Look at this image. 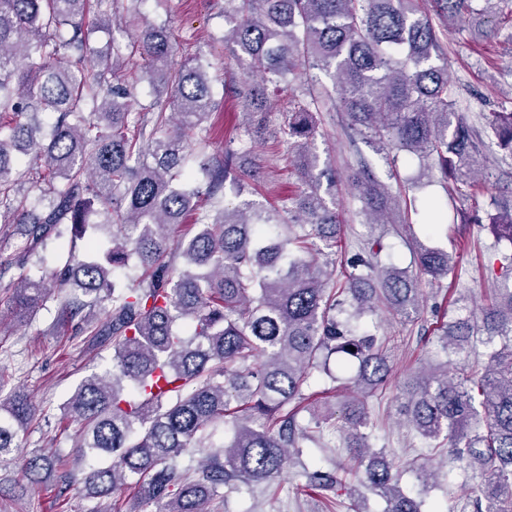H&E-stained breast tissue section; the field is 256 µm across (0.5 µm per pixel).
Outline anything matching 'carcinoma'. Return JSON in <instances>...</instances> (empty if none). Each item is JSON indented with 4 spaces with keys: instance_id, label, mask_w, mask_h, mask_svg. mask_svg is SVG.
I'll return each instance as SVG.
<instances>
[{
    "instance_id": "carcinoma-1",
    "label": "carcinoma",
    "mask_w": 512,
    "mask_h": 512,
    "mask_svg": "<svg viewBox=\"0 0 512 512\" xmlns=\"http://www.w3.org/2000/svg\"><path fill=\"white\" fill-rule=\"evenodd\" d=\"M502 0H429L446 23L484 15ZM118 0H0V222L24 224L26 242L0 238V259L19 270L11 309L28 317L50 301L79 321L93 346L112 345V371L85 378L65 403L78 424L75 458L59 481L88 497L133 490L140 512H219L224 490L271 482L300 455L299 443L344 431L352 464L299 473L311 492L367 487L385 512H420L400 467L372 450L368 401L386 388L394 338L361 329L379 309L409 316L423 303L422 278L448 277L452 257L422 246L415 272L388 258L382 237L346 261L333 191L336 172L311 151L315 113L346 114L349 139L368 144L396 170L416 158L420 176L452 181L462 198L476 185L483 135L512 153V110L489 113L484 130L457 110L440 38L420 0H224L231 25L224 48L245 66L237 92L249 122L269 111L267 85L288 87L301 70L280 135L304 189L288 209L246 201L224 206V182L241 181L236 151L185 170L189 145L205 141L221 107L202 61H175L164 26L137 28L136 73L118 45L93 57L90 34L116 16ZM337 95L319 91L322 76ZM147 79L154 99L132 109ZM364 223L399 228L401 197L360 158L350 175ZM40 195L31 202L21 185ZM195 230L171 228L192 212ZM486 220L512 242V199ZM112 230V249L82 258L73 244L88 229ZM71 233L63 267L48 269L38 248ZM444 348L467 353L458 379L448 368L411 376L399 412L429 449L414 468L423 485L434 456H452L474 512H512V283L491 290L441 327ZM357 362L355 389L340 411L297 415L313 373L334 378V358ZM0 378V470L33 481L48 466L22 456L20 434L36 409Z\"/></svg>"
}]
</instances>
